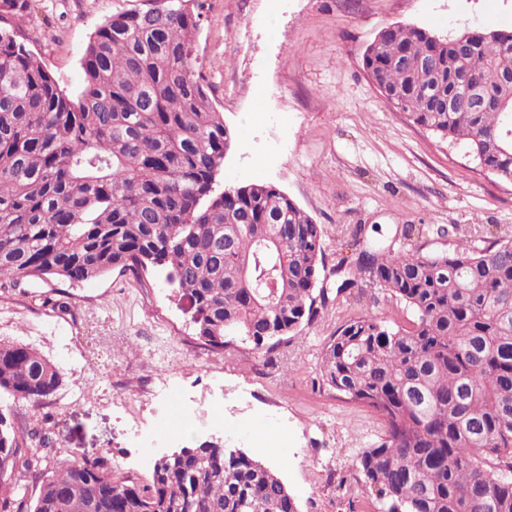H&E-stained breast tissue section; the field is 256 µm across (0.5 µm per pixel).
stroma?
Segmentation results:
<instances>
[{"mask_svg":"<svg viewBox=\"0 0 512 512\" xmlns=\"http://www.w3.org/2000/svg\"><path fill=\"white\" fill-rule=\"evenodd\" d=\"M197 63L232 140L218 186L269 184L324 228L328 296L311 324L269 353L235 339L213 351L195 338L188 299L159 272L0 288V340L37 349L61 371L46 407L61 457L100 448L112 477L144 487L166 452L223 442L260 457L299 512H380L357 463L385 436L383 420L323 383L322 351L347 320L408 326L384 291H338L351 230L397 252L438 253L487 233L512 235V184L463 143L409 121L374 86L363 55L390 26L446 37L512 30V0H203ZM141 0H35L26 44L77 95L81 59L107 17ZM451 226L450 236L419 234ZM66 303V311L51 301ZM185 403L187 430L165 428L163 398Z\"/></svg>","mask_w":512,"mask_h":512,"instance_id":"stroma-1","label":"stroma"}]
</instances>
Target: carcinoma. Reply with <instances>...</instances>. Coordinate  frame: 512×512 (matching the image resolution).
<instances>
[{
    "mask_svg": "<svg viewBox=\"0 0 512 512\" xmlns=\"http://www.w3.org/2000/svg\"><path fill=\"white\" fill-rule=\"evenodd\" d=\"M31 8L0 0V276L75 284L165 266L213 350L241 336L266 352L311 323L326 301L323 227L270 185L211 196L231 132L194 66L201 0L106 18L75 97L25 44L16 19ZM363 66L414 124L465 141L512 183V30L389 27ZM362 232L337 291L379 288L414 321L361 316L323 348L322 381L386 423L359 470L385 512H512V240L397 254ZM62 382L35 349L0 341V394L41 403ZM50 447L42 425L0 417V462L16 472L0 479V512H298L278 474L239 450L190 447L141 489L112 478L104 450L50 458ZM31 479L29 500L16 488Z\"/></svg>",
    "mask_w": 512,
    "mask_h": 512,
    "instance_id": "cac0c4a2",
    "label": "carcinoma"
}]
</instances>
